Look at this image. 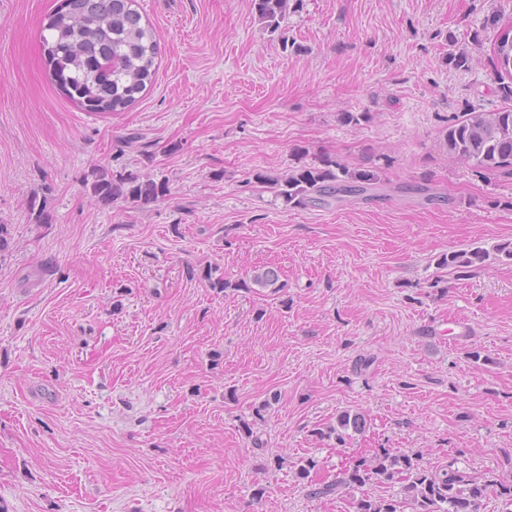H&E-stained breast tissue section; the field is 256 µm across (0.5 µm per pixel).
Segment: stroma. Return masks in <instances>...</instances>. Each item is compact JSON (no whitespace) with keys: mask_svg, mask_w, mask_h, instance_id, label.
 <instances>
[{"mask_svg":"<svg viewBox=\"0 0 512 512\" xmlns=\"http://www.w3.org/2000/svg\"><path fill=\"white\" fill-rule=\"evenodd\" d=\"M54 3L0 0V512H354L360 490L311 497L295 464L329 482L383 448L511 483L512 175L440 140L512 108L490 60L512 0H302L283 41L254 0H138L158 72L107 115L45 73ZM328 158L380 194L278 197ZM124 170L169 194L94 197ZM477 247L467 276L440 264ZM269 268L279 293L251 283ZM346 411L366 425L340 444Z\"/></svg>","mask_w":512,"mask_h":512,"instance_id":"stroma-1","label":"stroma"}]
</instances>
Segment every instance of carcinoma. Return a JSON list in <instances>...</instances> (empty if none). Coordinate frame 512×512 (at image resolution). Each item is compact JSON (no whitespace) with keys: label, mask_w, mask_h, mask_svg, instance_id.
Wrapping results in <instances>:
<instances>
[{"label":"carcinoma","mask_w":512,"mask_h":512,"mask_svg":"<svg viewBox=\"0 0 512 512\" xmlns=\"http://www.w3.org/2000/svg\"><path fill=\"white\" fill-rule=\"evenodd\" d=\"M290 0H254L258 20L271 34L287 43L283 23ZM44 62L60 91L82 110L93 113L122 112L131 106L156 77L158 42L155 31L142 22L136 0H58L55 10L42 25ZM492 60L499 79L512 78V24L496 26L491 44ZM443 148L455 159L470 162L487 172L512 175V110L470 111L451 121L443 131ZM269 182L278 196L295 206L328 204L345 196L359 195L377 184L369 171L341 170L327 159L320 167H301ZM98 199L109 202L125 197L150 203L168 195L166 182H157L137 172L98 174L93 184ZM489 253L474 248L453 251L441 265L457 274L482 264ZM262 288L281 289L272 270L254 275ZM364 416L345 412L333 429L336 440L345 442L348 432L362 431ZM399 483L396 493L387 491ZM490 480L477 481L451 462L426 468L418 456L392 454L383 449L371 459L362 458L345 466L332 483H308L315 498L360 488L355 512H480Z\"/></svg>","instance_id":"cac0c4a2"}]
</instances>
